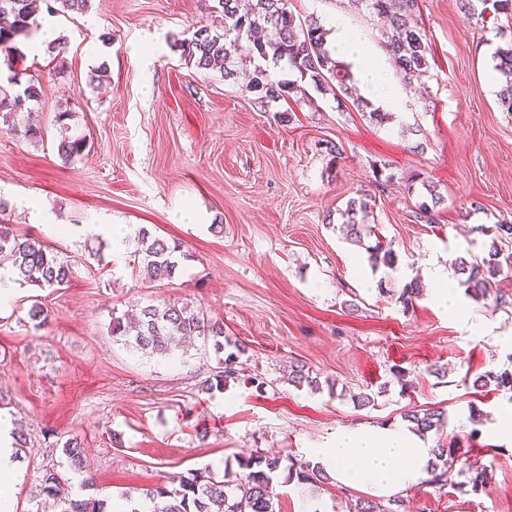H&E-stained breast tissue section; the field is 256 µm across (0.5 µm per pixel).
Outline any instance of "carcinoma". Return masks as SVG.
<instances>
[{
	"instance_id": "carcinoma-1",
	"label": "carcinoma",
	"mask_w": 512,
	"mask_h": 512,
	"mask_svg": "<svg viewBox=\"0 0 512 512\" xmlns=\"http://www.w3.org/2000/svg\"><path fill=\"white\" fill-rule=\"evenodd\" d=\"M240 0H214L209 9L222 15L224 33L217 34L208 25L198 26L189 39L182 40V54L188 62L201 70H219L230 77L236 72L235 54L241 40L252 45L253 57L263 61L283 62L302 82H310L319 88H328L333 79L343 91L348 90L346 81L349 71L332 57L327 46L328 31L316 20L303 22L288 7V0H252L249 10L240 12ZM366 4L371 14L382 23L384 47L393 59L403 78L411 81L427 73L430 48L416 17L417 0H359ZM487 0H459L460 11L467 21L485 22ZM34 0H0V69L9 72L7 84H0V122L11 126L15 134L32 142L42 138L41 129L28 121L17 122L26 105L40 97L42 87L27 82L20 91L16 63L23 58L17 39L28 38L36 30ZM496 70L502 81L500 104L512 112V38L496 47ZM245 88L257 94L260 104L285 99L296 89L294 82L272 81L266 70L257 65L248 73ZM86 147L82 136H67L58 144V153L66 159L83 153ZM430 201L416 204L418 218L432 224L435 208L443 197L430 186ZM372 199H351L341 211L342 228L350 241L360 244L364 234L365 218L370 213ZM137 256L151 277L157 281L171 278L178 268L177 253L180 245L155 236L142 227L137 235ZM512 243V224H497L494 237L488 245L487 255L480 259L458 256L452 262L458 286L464 294L476 301L485 300L493 292L492 283L504 269H512V251L505 244ZM368 260L373 269L381 266L393 268L396 264L394 250L376 241L366 246ZM0 255L10 260L12 279L19 284L37 288H58L69 282L67 264L40 241L13 233L7 224H0ZM422 292L417 280L401 289L399 299L404 306L413 304ZM111 336L124 344L145 352H167L181 340L200 336L212 342L217 354V367L206 381L204 390L221 391L227 382L235 378V360L238 355L224 353V327L209 319L201 310L187 305L168 302L147 305L112 317ZM288 381L295 386L319 389V381L310 374L306 365L290 364ZM493 385L500 391L512 390V373H488L473 381V388L483 390ZM407 420L420 433L440 430L444 414L438 410H411ZM63 453L70 469H83L85 448L78 437L63 443ZM463 455L459 442L450 439L433 449L430 483L441 488L448 485V476L455 462ZM241 472H225L220 476L209 467L192 469L143 492L144 501L151 505V512H276L273 482L279 472H287V480L299 484L324 485L328 476L323 469L308 461L281 456L251 455L238 462ZM468 484L472 491H484L490 487L492 474L485 467L467 469ZM39 494L59 503L61 512H109L107 500L89 496L75 498L69 490L68 479L56 469H48L41 479Z\"/></svg>"
}]
</instances>
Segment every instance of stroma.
Instances as JSON below:
<instances>
[{
	"mask_svg": "<svg viewBox=\"0 0 512 512\" xmlns=\"http://www.w3.org/2000/svg\"><path fill=\"white\" fill-rule=\"evenodd\" d=\"M296 17L321 24L343 15L369 57L404 96L392 122L372 121L354 96L307 86L257 103L242 76L187 63L181 40L194 26L223 29L198 0H89L53 17L65 50L19 40L25 79L43 94L30 108L43 137L29 142L0 125V220L47 244L71 268L59 290L17 286L0 304V415L21 427L24 479L12 512H35L45 470L67 472L62 445L80 437L95 485L111 501L210 467L237 470L253 454L310 459L345 426L403 425L411 408L445 411L443 431L493 470L476 494L452 486L403 493L406 512H512V391L481 392L473 379L512 371V271L503 303L466 298L452 314L425 280L429 261L483 256L479 226L512 224V112L498 100L494 21L468 23L457 0H419L431 54L421 79L405 82L383 47L381 25L357 0H290ZM151 42L143 59L137 48ZM88 141L73 160L57 153L59 113ZM421 174L444 197L434 223L417 220L403 187ZM384 183L367 218L397 253L395 269L371 270L364 248L328 213ZM50 211L63 232L43 224ZM127 232L112 249L103 225ZM223 232H214V225ZM181 244L173 278L155 281L134 257L137 233ZM421 279L413 307L379 293ZM48 310L29 321L33 299ZM176 301L224 325V349L243 347L237 379L203 385L217 360L202 339L145 354L113 339L112 316ZM301 362L320 390L288 382ZM445 376H437V369ZM369 393L374 405L357 406ZM483 413L480 427L470 407ZM277 512H347L360 488L274 482Z\"/></svg>",
	"mask_w": 512,
	"mask_h": 512,
	"instance_id": "1",
	"label": "stroma"
}]
</instances>
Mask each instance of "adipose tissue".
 <instances>
[{"mask_svg":"<svg viewBox=\"0 0 512 512\" xmlns=\"http://www.w3.org/2000/svg\"><path fill=\"white\" fill-rule=\"evenodd\" d=\"M341 28L337 42L339 51L354 62L362 82L363 93L391 105L392 92H379L385 77L365 56L361 43L344 29L343 19H335ZM12 424L0 418V505L10 503L22 475L17 468ZM315 461L328 466L336 482L343 486H359L375 496H389L413 489L427 478L426 465L432 450L411 432L401 427L382 429L360 426L337 434L332 448L313 449Z\"/></svg>","mask_w":512,"mask_h":512,"instance_id":"1","label":"adipose tissue"}]
</instances>
